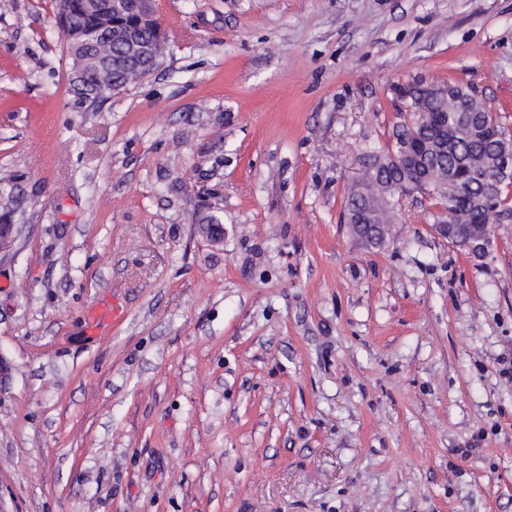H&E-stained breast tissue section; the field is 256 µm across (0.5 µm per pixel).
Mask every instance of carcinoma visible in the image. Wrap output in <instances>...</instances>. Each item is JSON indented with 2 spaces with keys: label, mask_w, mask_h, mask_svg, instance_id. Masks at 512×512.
<instances>
[{
  "label": "carcinoma",
  "mask_w": 512,
  "mask_h": 512,
  "mask_svg": "<svg viewBox=\"0 0 512 512\" xmlns=\"http://www.w3.org/2000/svg\"><path fill=\"white\" fill-rule=\"evenodd\" d=\"M111 18L102 17L87 6V0H58V27L68 48L75 55L89 60L100 54L118 52L117 42L125 31L134 32L137 40L153 48L160 45L161 35L155 26L138 23L134 12L135 0H111ZM139 78L132 67L87 73L88 96L75 94L79 105L99 102L112 93L124 89ZM448 100L444 101L423 90L413 95L410 118L403 119L393 130L394 148L373 155L372 168L366 178L350 189L344 214L369 205L375 213V223L387 225L394 219L392 192L387 190L390 181L415 184V188L431 194L436 201L434 223L449 224L448 240L470 251V229L476 228L490 236V216L512 213L503 206V191L512 187L511 179L491 180L483 171L494 166L500 153L497 131L501 130L492 113L482 105L477 111L482 119L471 127H457L458 103L471 101V91L459 85H447ZM443 137L445 146L421 157L420 167L435 173L434 183L425 185L417 172L404 167L390 166L391 158L404 152L415 151V138Z\"/></svg>",
  "instance_id": "1"
}]
</instances>
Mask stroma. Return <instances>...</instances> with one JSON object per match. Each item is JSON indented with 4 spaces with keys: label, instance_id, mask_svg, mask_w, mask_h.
I'll use <instances>...</instances> for the list:
<instances>
[{
    "label": "stroma",
    "instance_id": "stroma-1",
    "mask_svg": "<svg viewBox=\"0 0 512 512\" xmlns=\"http://www.w3.org/2000/svg\"><path fill=\"white\" fill-rule=\"evenodd\" d=\"M156 8L159 66L80 107L55 0H0V512H512V219L481 260L418 191L341 221L398 87L512 134V0Z\"/></svg>",
    "mask_w": 512,
    "mask_h": 512
}]
</instances>
